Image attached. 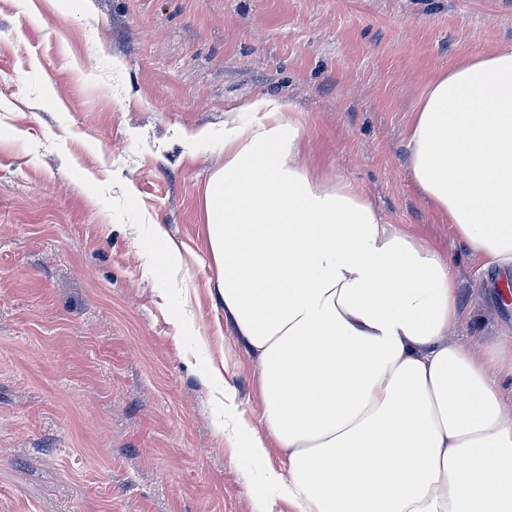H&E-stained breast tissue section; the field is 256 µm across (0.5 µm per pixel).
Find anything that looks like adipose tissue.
I'll list each match as a JSON object with an SVG mask.
<instances>
[{"label": "adipose tissue", "instance_id": "1", "mask_svg": "<svg viewBox=\"0 0 512 512\" xmlns=\"http://www.w3.org/2000/svg\"><path fill=\"white\" fill-rule=\"evenodd\" d=\"M245 109L202 198L213 289L260 372L242 447L296 512H512V357L449 340L453 261L315 160L300 112ZM407 141L421 197L512 273V49L433 76Z\"/></svg>", "mask_w": 512, "mask_h": 512}]
</instances>
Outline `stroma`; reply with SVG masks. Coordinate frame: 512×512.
I'll return each instance as SVG.
<instances>
[{"instance_id":"stroma-1","label":"stroma","mask_w":512,"mask_h":512,"mask_svg":"<svg viewBox=\"0 0 512 512\" xmlns=\"http://www.w3.org/2000/svg\"><path fill=\"white\" fill-rule=\"evenodd\" d=\"M507 48L512 0H0V512H290L232 431L261 423L259 369L202 238L224 121L259 95L453 257L452 340L511 354L512 292L416 192L406 141L438 71Z\"/></svg>"}]
</instances>
